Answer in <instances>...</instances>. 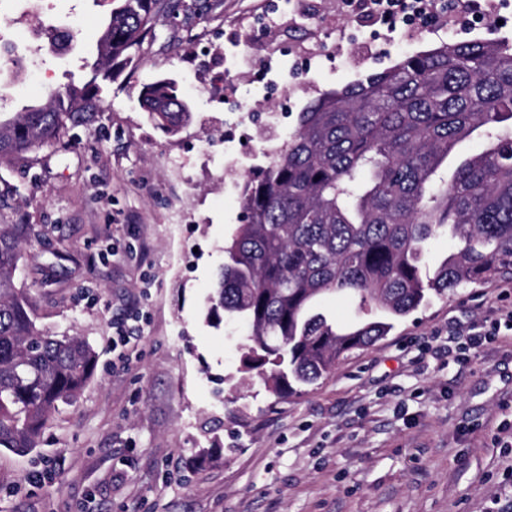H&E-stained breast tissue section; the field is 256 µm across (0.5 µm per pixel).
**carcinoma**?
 <instances>
[{"mask_svg":"<svg viewBox=\"0 0 512 512\" xmlns=\"http://www.w3.org/2000/svg\"><path fill=\"white\" fill-rule=\"evenodd\" d=\"M166 0H119L87 58L86 81L0 120V164L59 143L99 112L113 62L133 61ZM148 115L171 134L191 117L175 83L144 87ZM483 148L441 173L457 147ZM243 223L224 244L208 316L247 331L244 372L278 398L302 392L393 320L512 272V43L442 42L393 68L323 93L240 192ZM27 224H0V449L38 447L44 428L81 395L97 354L80 336H49L16 284ZM455 251L422 273L425 247ZM354 299L351 327L320 311L327 294Z\"/></svg>","mask_w":512,"mask_h":512,"instance_id":"obj_1","label":"carcinoma"}]
</instances>
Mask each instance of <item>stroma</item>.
<instances>
[{
	"mask_svg": "<svg viewBox=\"0 0 512 512\" xmlns=\"http://www.w3.org/2000/svg\"><path fill=\"white\" fill-rule=\"evenodd\" d=\"M103 83L94 122L0 167V224L32 225L17 280L37 326L98 353L76 404L27 454L0 451V512H512V274L433 299L302 393L245 381L239 328L206 300L239 188L322 93L440 42L512 38V4L469 29L389 30L343 0H183ZM109 0H0L33 72L0 110L86 79ZM66 28L60 55L35 24ZM175 82L170 134L143 88ZM139 337L124 359L112 325ZM488 333L460 350L467 332ZM53 471L37 487L38 463ZM148 115L171 134L178 133L191 117L187 104L179 96L175 83L159 80L142 91Z\"/></svg>",
	"mask_w": 512,
	"mask_h": 512,
	"instance_id": "35a3bbf8",
	"label": "stroma"
}]
</instances>
